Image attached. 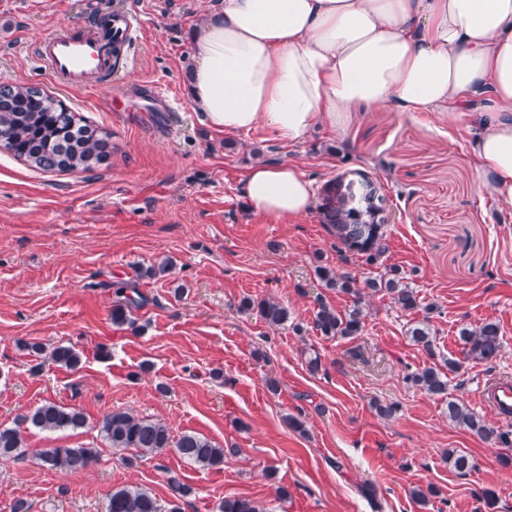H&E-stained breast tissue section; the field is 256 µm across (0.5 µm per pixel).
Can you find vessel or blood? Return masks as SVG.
<instances>
[{"label":"vessel or blood","instance_id":"b4317fda","mask_svg":"<svg viewBox=\"0 0 512 512\" xmlns=\"http://www.w3.org/2000/svg\"><path fill=\"white\" fill-rule=\"evenodd\" d=\"M134 20L124 12L111 14L106 33L76 30L41 41L33 50L37 63L61 86L73 89H91L111 81L116 72L107 52L110 42H119L123 48L131 46ZM145 112H169L173 102L169 95L154 85L142 86L137 94ZM481 399L493 407L503 419L512 418V381L494 378L481 390Z\"/></svg>","mask_w":512,"mask_h":512}]
</instances>
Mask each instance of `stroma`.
Here are the masks:
<instances>
[{"mask_svg": "<svg viewBox=\"0 0 512 512\" xmlns=\"http://www.w3.org/2000/svg\"><path fill=\"white\" fill-rule=\"evenodd\" d=\"M211 3L0 0V86L42 89L107 132L110 147L93 170L68 172H43L0 150V428L47 401L87 420L75 431L24 432L19 458L0 462V512L20 500L28 512H106L112 490L125 485L148 489L162 512L175 503L214 512L233 497L265 512H512V466L502 463L512 447L472 435L449 420L445 402L404 380L406 367L428 360L407 330L427 321L437 358L461 363L450 397L512 431L481 401L488 378L512 374V209L479 191L467 153L472 119L358 112L289 147L262 128L213 131L189 103L184 69L190 32ZM114 11L135 19L117 79L163 87L175 111H128L105 87L62 89L36 63V42ZM266 161L297 164L317 190L336 175L367 172L392 212L386 263L405 273L420 308L405 313L375 294L365 299L361 335L317 333L319 303L351 304L325 287L317 267H364L344 261L318 212L280 221L250 212L244 175ZM166 260L169 275L149 276ZM117 282L141 296L123 326L112 322ZM247 298L281 302L287 321L271 326L241 310ZM487 320L499 323L503 343L491 364L467 359L457 338L461 325ZM22 341L74 345L81 365L32 371ZM314 354L315 374L307 368ZM379 403L396 404V415L379 416ZM114 410L236 452L218 470L170 449L116 454L96 430ZM289 414L303 431L288 427ZM92 443L99 459L82 471L61 474L40 460L46 448ZM452 448L473 458L470 474L449 469ZM173 476L190 495L175 498ZM280 486L287 497H277ZM418 487L435 488L427 505L412 499ZM486 489L497 494L495 510L484 504Z\"/></svg>", "mask_w": 512, "mask_h": 512, "instance_id": "1", "label": "stroma"}]
</instances>
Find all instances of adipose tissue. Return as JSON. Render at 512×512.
<instances>
[{
  "label": "adipose tissue",
  "mask_w": 512,
  "mask_h": 512,
  "mask_svg": "<svg viewBox=\"0 0 512 512\" xmlns=\"http://www.w3.org/2000/svg\"><path fill=\"white\" fill-rule=\"evenodd\" d=\"M187 67L208 127H261L285 145L356 112L476 113L480 190L512 208V0H214ZM244 196L277 220L315 206L292 163L252 166Z\"/></svg>",
  "instance_id": "obj_1"
}]
</instances>
